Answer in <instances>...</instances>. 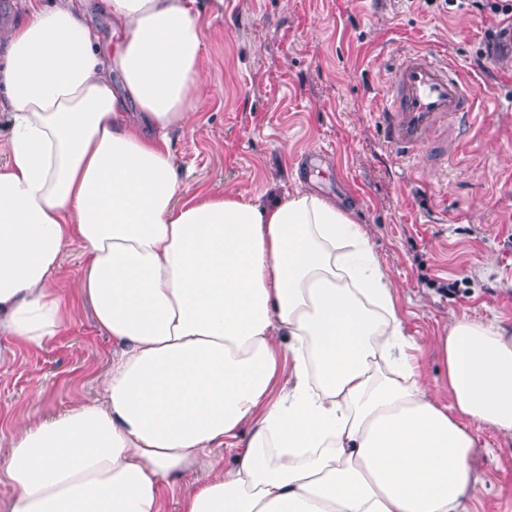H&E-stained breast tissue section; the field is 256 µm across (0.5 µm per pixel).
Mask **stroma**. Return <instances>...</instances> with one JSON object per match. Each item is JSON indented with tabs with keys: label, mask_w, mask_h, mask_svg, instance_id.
Listing matches in <instances>:
<instances>
[{
	"label": "stroma",
	"mask_w": 512,
	"mask_h": 512,
	"mask_svg": "<svg viewBox=\"0 0 512 512\" xmlns=\"http://www.w3.org/2000/svg\"><path fill=\"white\" fill-rule=\"evenodd\" d=\"M209 83L198 122L172 131L183 195L268 199L315 191L367 231L397 289L405 331L433 389L432 345L458 316L512 326V52L488 55L502 16L454 0H196ZM436 50L457 62L480 115L448 139L447 169L408 168L375 114L391 64ZM83 247L67 244L53 285L76 316L42 347L0 363V442L10 420L44 419L94 396L111 342L79 301ZM475 493L463 512H512V437L469 422Z\"/></svg>",
	"instance_id": "35a3bbf8"
}]
</instances>
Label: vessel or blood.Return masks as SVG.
<instances>
[{"instance_id":"b4317fda","label":"vessel or blood","mask_w":512,"mask_h":512,"mask_svg":"<svg viewBox=\"0 0 512 512\" xmlns=\"http://www.w3.org/2000/svg\"><path fill=\"white\" fill-rule=\"evenodd\" d=\"M377 117L386 149L411 162L451 123H475L478 112L459 66L439 53L417 51L395 59Z\"/></svg>"}]
</instances>
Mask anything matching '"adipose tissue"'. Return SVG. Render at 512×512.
Returning a JSON list of instances; mask_svg holds the SVG:
<instances>
[{
    "mask_svg": "<svg viewBox=\"0 0 512 512\" xmlns=\"http://www.w3.org/2000/svg\"><path fill=\"white\" fill-rule=\"evenodd\" d=\"M194 0H18L0 25V363L75 311L112 340L94 400L18 420L0 512H459L475 420L512 436V329L460 317L413 359L394 285L335 201L183 199L169 134L207 94ZM251 433L232 467L211 451ZM99 2L98 0L80 1L81 5L86 7L89 22L98 30L102 38L107 39L112 32V26L108 17L100 10Z\"/></svg>",
    "mask_w": 512,
    "mask_h": 512,
    "instance_id": "ef3b65f1",
    "label": "adipose tissue"
}]
</instances>
